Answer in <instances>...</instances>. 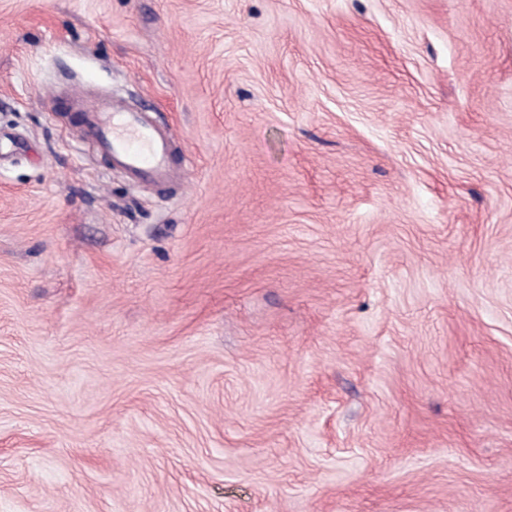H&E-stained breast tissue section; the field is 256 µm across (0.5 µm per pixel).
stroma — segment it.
Segmentation results:
<instances>
[{
	"mask_svg": "<svg viewBox=\"0 0 512 512\" xmlns=\"http://www.w3.org/2000/svg\"><path fill=\"white\" fill-rule=\"evenodd\" d=\"M0 512H512V0H0ZM76 108L85 113V127L113 164L135 178L158 184L170 180L173 167L169 162L168 137L150 125L140 112L112 97L90 102L78 100Z\"/></svg>",
	"mask_w": 512,
	"mask_h": 512,
	"instance_id": "stroma-1",
	"label": "stroma"
}]
</instances>
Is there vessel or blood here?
<instances>
[{"instance_id":"b4317fda","label":"vessel or blood","mask_w":512,"mask_h":512,"mask_svg":"<svg viewBox=\"0 0 512 512\" xmlns=\"http://www.w3.org/2000/svg\"><path fill=\"white\" fill-rule=\"evenodd\" d=\"M77 107L85 114V127L114 164L136 178L158 184L170 180L173 168L168 137L140 112L110 97L81 100Z\"/></svg>"}]
</instances>
